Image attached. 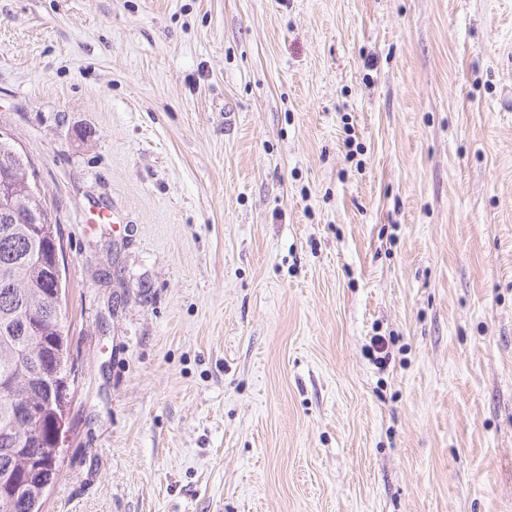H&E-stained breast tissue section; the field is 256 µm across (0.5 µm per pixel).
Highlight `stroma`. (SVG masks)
<instances>
[{"mask_svg": "<svg viewBox=\"0 0 512 512\" xmlns=\"http://www.w3.org/2000/svg\"><path fill=\"white\" fill-rule=\"evenodd\" d=\"M509 95L512 0H0L79 373L45 512H512Z\"/></svg>", "mask_w": 512, "mask_h": 512, "instance_id": "stroma-1", "label": "stroma"}]
</instances>
